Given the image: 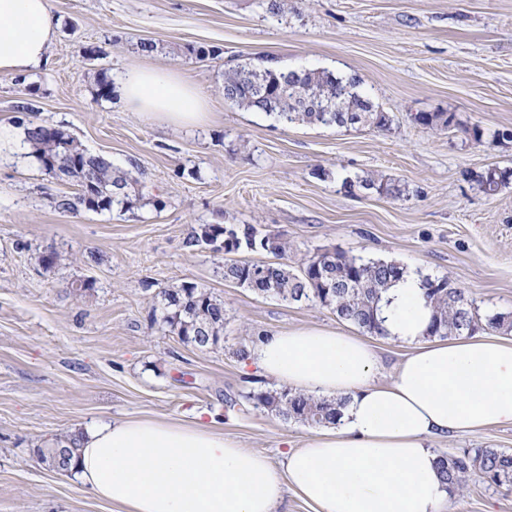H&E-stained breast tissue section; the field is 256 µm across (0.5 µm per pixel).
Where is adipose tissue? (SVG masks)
I'll list each match as a JSON object with an SVG mask.
<instances>
[{
  "instance_id": "obj_1",
  "label": "adipose tissue",
  "mask_w": 512,
  "mask_h": 512,
  "mask_svg": "<svg viewBox=\"0 0 512 512\" xmlns=\"http://www.w3.org/2000/svg\"><path fill=\"white\" fill-rule=\"evenodd\" d=\"M58 22L49 0H0V76L29 74L50 60ZM124 108L179 125L206 113L202 95L170 69H129ZM421 278L389 288L385 323L407 346L392 380L361 339L310 327L259 340L251 359L293 390L343 400L339 424L309 447L269 459L203 425L104 422L85 430L72 472L114 512H274L283 486L313 512H448L451 488L432 440L512 425V339H427L431 311Z\"/></svg>"
}]
</instances>
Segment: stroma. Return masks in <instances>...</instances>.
<instances>
[{
  "instance_id": "stroma-1",
  "label": "stroma",
  "mask_w": 512,
  "mask_h": 512,
  "mask_svg": "<svg viewBox=\"0 0 512 512\" xmlns=\"http://www.w3.org/2000/svg\"><path fill=\"white\" fill-rule=\"evenodd\" d=\"M50 0L47 65L0 76V123L59 127L137 180L131 209L55 208L75 182L36 158L0 155V512H113L37 445L102 422L203 419L276 471L317 430L256 407L273 386L237 348L293 329L357 335L317 303L287 304L225 282L224 255L192 253L202 224L281 234L288 262L337 249L448 278L480 315L512 312V186L484 194L477 174L512 168V0ZM156 44L141 54L140 41ZM326 68L356 77L389 130L287 125L224 98L237 63ZM180 72L207 99L205 122L174 125L101 95L100 76ZM418 112L454 115L448 129ZM480 127L482 141L470 128ZM398 183L393 197L345 179ZM56 255L52 267L39 261ZM83 280L88 291L76 290ZM189 282L224 302L218 346L163 328L161 291ZM436 451L512 450V427L434 441ZM448 512H512V488L470 477Z\"/></svg>"
}]
</instances>
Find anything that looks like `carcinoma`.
Here are the masks:
<instances>
[{"label":"carcinoma","mask_w":512,"mask_h":512,"mask_svg":"<svg viewBox=\"0 0 512 512\" xmlns=\"http://www.w3.org/2000/svg\"><path fill=\"white\" fill-rule=\"evenodd\" d=\"M224 97L246 111L264 112L287 124L326 127L370 126L387 131L388 113L360 90L355 77L325 68L279 69L269 66L235 65L224 70ZM454 115L420 112L414 121L432 129L447 128ZM26 141L48 173L74 180L78 193L54 200L64 211L84 208L109 211L113 205L133 207V179L110 160L93 154L66 131L37 124L26 131ZM362 186L387 195H400L396 184L375 178L361 180ZM482 191L494 196L512 184L511 168H494L479 176ZM224 230L219 224H204L192 231L185 246L192 252ZM236 251L247 252L262 242V235L250 224L235 225ZM407 269L396 260L365 259L336 251L318 253L294 269L286 262H255L227 259L224 281L246 288L261 297L288 303L315 302L329 308L336 318L371 336H389L384 326V297L388 288L401 280ZM423 297L432 310L428 337L472 335L477 330L512 333V313L496 312L483 318L466 291L450 284L448 278H422ZM162 323L182 342L198 349L215 347L224 335V302L192 283L162 292ZM256 405L283 418L314 427L337 424L342 401L315 398L290 388H267L250 395ZM81 433L57 436L36 448L39 460L50 470L68 472L80 448ZM477 473L495 487H512V451L501 448H462L440 456V474L451 488H460Z\"/></svg>","instance_id":"carcinoma-1"}]
</instances>
